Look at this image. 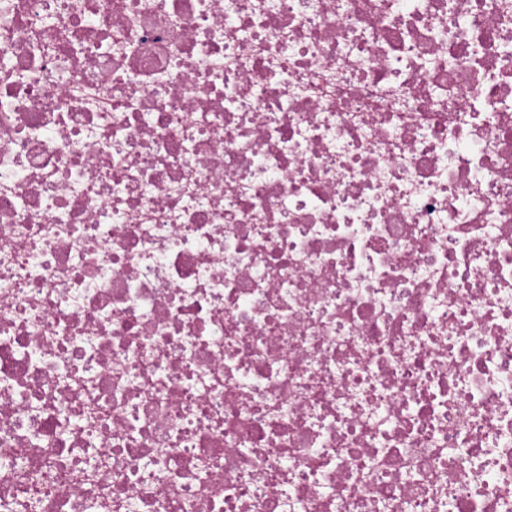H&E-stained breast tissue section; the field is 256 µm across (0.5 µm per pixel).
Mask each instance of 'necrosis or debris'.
<instances>
[{
  "label": "necrosis or debris",
  "mask_w": 512,
  "mask_h": 512,
  "mask_svg": "<svg viewBox=\"0 0 512 512\" xmlns=\"http://www.w3.org/2000/svg\"><path fill=\"white\" fill-rule=\"evenodd\" d=\"M0 512H512V0H0Z\"/></svg>",
  "instance_id": "1"
}]
</instances>
